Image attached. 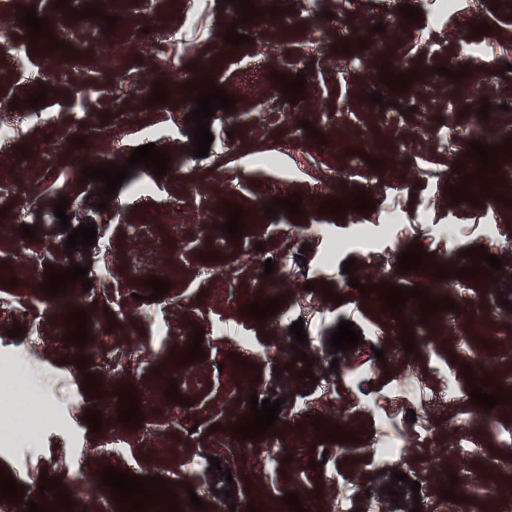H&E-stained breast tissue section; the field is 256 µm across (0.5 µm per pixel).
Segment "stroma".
Here are the masks:
<instances>
[{
	"mask_svg": "<svg viewBox=\"0 0 512 512\" xmlns=\"http://www.w3.org/2000/svg\"><path fill=\"white\" fill-rule=\"evenodd\" d=\"M55 2L16 0L0 22L14 41L29 42L21 18L24 8H34L65 42L55 61L68 74L61 86L16 80V70L40 71L42 55L0 49V125L14 131L13 156L25 158L19 169L0 166V225L13 227L0 236V366L18 368L54 413L29 443L15 440L11 424L0 425V468L24 487L17 512H27L30 500L54 503L52 492L38 490L45 477L65 486L74 512H121L101 482L107 467L166 480L178 512H195L193 494L204 512H216L229 488L259 512H290L289 492L297 493L304 512H333L341 496L348 497L349 512H373L383 495L369 481L377 472L384 485L395 484L400 507L420 512H498L512 501V411L472 403L464 372L477 356L493 353L497 384L512 393V282L449 277L446 296L454 308L423 323L379 313L374 291L381 283L424 286L425 276L398 270V256L413 243L447 268L467 266L462 251L478 246L504 260L512 256V158L500 165L495 196L452 205L445 195L472 167L465 132L477 120L459 100L456 81L437 72L481 69L512 42V0H485L476 14L469 0H260L263 15L237 28L249 38L239 46L224 38L232 11L225 0H153L148 7L142 0H69L61 9ZM405 4L420 9V20H405L399 11ZM273 6L279 15L270 14ZM89 7L102 9V16L69 14ZM106 14L116 19L109 30ZM380 23L384 32L374 33ZM484 23L490 30L482 34ZM83 26L93 34L72 42ZM387 63L411 75L408 89L381 83ZM200 66L235 100L233 110L209 123L214 138L225 142L223 152L205 157L189 152L192 103L171 97L160 104L149 94L154 83L173 84ZM299 74L305 91L288 100L275 78ZM119 82L130 86L122 113L113 110ZM42 86L44 109L54 115L49 125L28 120L27 99ZM373 92L381 93L382 104L371 102ZM482 95L494 125L476 139L502 144L512 138V71L498 69ZM310 125L318 138L309 137ZM342 139L354 152L337 150ZM149 142L180 163L181 172L158 177L136 168L107 210L97 209L102 183L83 181V169L124 164ZM270 156L278 166L267 165ZM359 191L369 193L373 210L321 212L322 201H346ZM295 193L302 196L300 218L284 211L266 217L267 205ZM62 196L71 226L92 223L97 230L92 246L70 254L67 232L42 209ZM232 206L251 214L238 239L220 229ZM25 225L35 227L34 238L21 235ZM359 225L374 234L369 247L352 250L356 270L348 276L343 260L325 262L327 237L352 235ZM448 225L455 226L453 235H444ZM268 259L275 265L269 278L263 275ZM74 262L95 269L85 306L90 339L81 347L59 334L58 303L40 289L49 267ZM154 277L170 283L156 300L147 285ZM271 278L286 304L306 298L320 313L305 324L299 351H282L287 330L278 316L262 322L243 313ZM352 278L369 286L368 296L349 286ZM310 282L314 290L305 291ZM327 287L335 300L324 297ZM343 320L353 322L362 341L333 359L328 341ZM16 325L22 332L10 337ZM198 329L205 354L173 374L178 398L150 401L151 385L170 372ZM406 331L416 352L403 348ZM243 334L259 350L251 359L252 393L232 374L240 359L235 340ZM378 349L383 359H376ZM303 353L313 361L314 379L334 385L306 416L290 407L303 386ZM80 357L89 360L83 372ZM88 373L100 384L93 399L82 389ZM406 373L434 391L455 385L461 396L418 405L401 383ZM124 387L134 388L143 415L132 428L118 421L117 391ZM253 395L284 405L273 430L246 440V453L236 455L240 443L229 427L250 414ZM358 398L367 408L353 410ZM414 409L432 423L431 441L419 438ZM90 410L102 414L99 431L84 421ZM320 416L354 440L340 446L324 440L313 425ZM377 434L400 446L394 469H378L369 456ZM462 435L478 444L463 461L446 453ZM327 450L335 459L334 481L310 466ZM395 469L407 481L392 482ZM447 489L466 493V500L444 499Z\"/></svg>",
	"mask_w": 512,
	"mask_h": 512,
	"instance_id": "35a3bbf8",
	"label": "stroma"
}]
</instances>
